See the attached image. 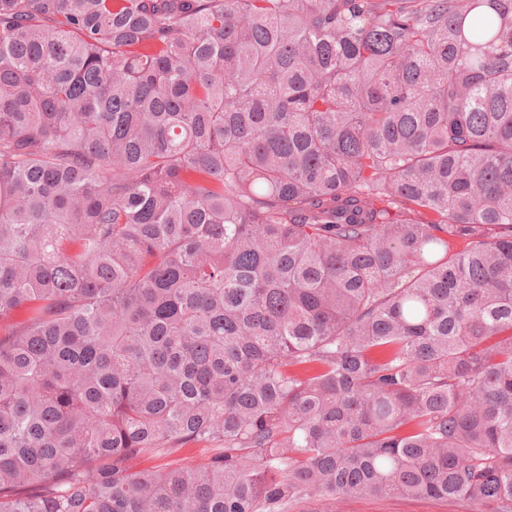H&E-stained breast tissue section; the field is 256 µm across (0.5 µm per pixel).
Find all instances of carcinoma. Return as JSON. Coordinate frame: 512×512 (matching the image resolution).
I'll return each mask as SVG.
<instances>
[{
    "label": "carcinoma",
    "mask_w": 512,
    "mask_h": 512,
    "mask_svg": "<svg viewBox=\"0 0 512 512\" xmlns=\"http://www.w3.org/2000/svg\"><path fill=\"white\" fill-rule=\"evenodd\" d=\"M366 494L512 512V0H0V512ZM207 448V447H206ZM203 448L202 446L194 448H181V450L172 456L167 455H154L145 458L140 467L155 468L164 467L168 463L176 461L183 466H198L204 463L209 456L212 454L210 450Z\"/></svg>",
    "instance_id": "1"
}]
</instances>
